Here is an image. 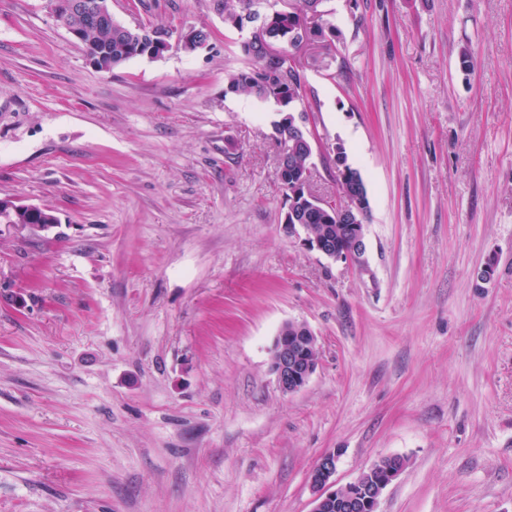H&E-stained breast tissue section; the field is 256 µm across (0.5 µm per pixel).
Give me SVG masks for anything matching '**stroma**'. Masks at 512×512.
Returning a JSON list of instances; mask_svg holds the SVG:
<instances>
[{
    "label": "stroma",
    "instance_id": "35a3bbf8",
    "mask_svg": "<svg viewBox=\"0 0 512 512\" xmlns=\"http://www.w3.org/2000/svg\"><path fill=\"white\" fill-rule=\"evenodd\" d=\"M324 8L312 190L340 202L342 144L358 265L288 232L278 107L228 92L247 34L212 0H112L170 47L109 72L49 0H0V199L59 219L0 224V512H310L329 450L340 486L405 459L378 512H512V0ZM289 321L319 345L290 395ZM39 206L34 204L23 203L22 201H10L8 204L1 203L0 200V219L7 220L10 212H18L12 216V225L20 229H28L31 232L45 230L53 224L54 221L58 224V218L52 210L42 208L37 216L29 215L25 210L32 213H37ZM24 211V212H21ZM273 348L271 368L280 391L298 392L316 369V337L305 324L288 322L279 330Z\"/></svg>",
    "mask_w": 512,
    "mask_h": 512
}]
</instances>
